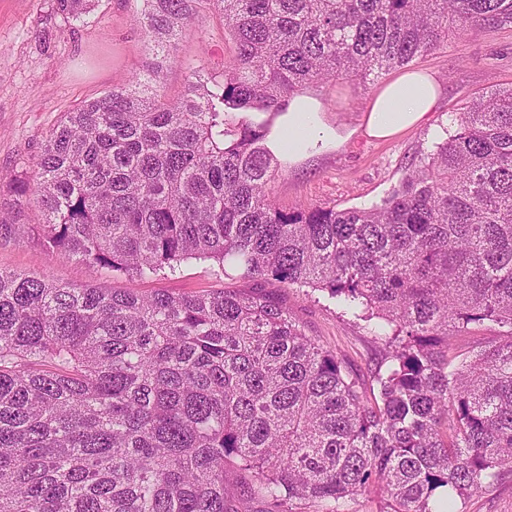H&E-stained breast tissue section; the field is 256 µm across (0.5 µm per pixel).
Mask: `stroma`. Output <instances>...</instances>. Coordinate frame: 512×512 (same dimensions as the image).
Here are the masks:
<instances>
[{
	"label": "stroma",
	"instance_id": "35a3bbf8",
	"mask_svg": "<svg viewBox=\"0 0 512 512\" xmlns=\"http://www.w3.org/2000/svg\"><path fill=\"white\" fill-rule=\"evenodd\" d=\"M140 8V0H100L90 14L72 21L58 11L56 0H0V212L12 215L16 226L14 237L0 238V268L46 271L73 286L99 282L96 268L51 258L28 230L40 219L38 209L16 214L12 184L31 170L46 134L66 112L142 73L150 51L136 20ZM176 46L178 61L164 70L160 83L170 99L184 90V63L204 65L218 75L234 53L224 20L215 13L207 14L200 28L180 35ZM411 67L433 74L441 94L428 124L390 139L368 137L362 127L382 82L340 79L303 89V97L318 103L321 123L337 131L343 143L298 156L278 154L270 189L279 207L341 210L381 203L436 143L453 134L460 112L480 95L512 86V26L449 29L439 46ZM107 285L133 287L144 295L259 287L282 301L308 336L331 346L363 377H370L376 364L364 323L338 318L330 300L316 299L307 288L227 277L217 265L195 260L173 276L134 281L117 274ZM456 508L512 512V475L483 486Z\"/></svg>",
	"mask_w": 512,
	"mask_h": 512
}]
</instances>
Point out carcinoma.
Masks as SVG:
<instances>
[{"instance_id": "1", "label": "carcinoma", "mask_w": 512, "mask_h": 512, "mask_svg": "<svg viewBox=\"0 0 512 512\" xmlns=\"http://www.w3.org/2000/svg\"><path fill=\"white\" fill-rule=\"evenodd\" d=\"M98 2L57 0L75 20ZM142 3L147 73L65 113L12 186L45 250L102 282L0 268V512H345L371 491L381 512H455L512 473V87L370 208L277 206L248 115L407 67L450 23L512 25V0ZM210 12L233 58L187 65L172 102L174 42ZM191 259L326 293L379 345L376 391L261 294L105 285ZM185 70L180 65H170L164 69L160 90L167 98L176 99L179 97L185 86Z\"/></svg>"}]
</instances>
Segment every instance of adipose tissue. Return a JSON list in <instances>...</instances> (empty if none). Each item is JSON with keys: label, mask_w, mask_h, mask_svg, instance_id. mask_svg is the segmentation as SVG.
<instances>
[{"label": "adipose tissue", "mask_w": 512, "mask_h": 512, "mask_svg": "<svg viewBox=\"0 0 512 512\" xmlns=\"http://www.w3.org/2000/svg\"><path fill=\"white\" fill-rule=\"evenodd\" d=\"M439 96L440 85L434 76L417 72L398 75L374 97L364 116L365 130L371 137L386 139L423 124L434 112ZM288 129L299 135L293 145L297 151L316 148L332 138L304 99L293 102Z\"/></svg>", "instance_id": "adipose-tissue-1"}]
</instances>
